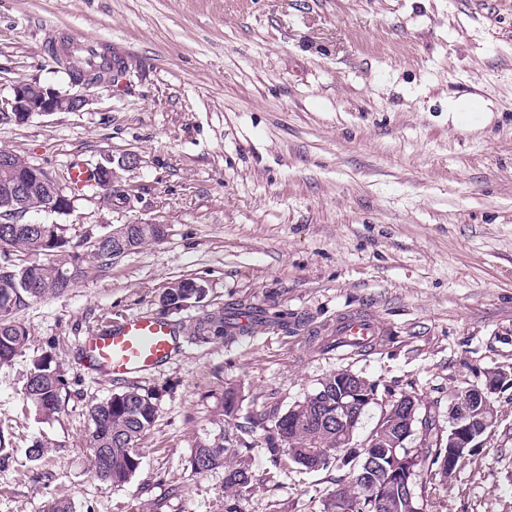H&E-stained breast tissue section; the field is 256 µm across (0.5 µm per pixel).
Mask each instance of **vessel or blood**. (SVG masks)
<instances>
[{"instance_id":"1","label":"vessel or blood","mask_w":512,"mask_h":512,"mask_svg":"<svg viewBox=\"0 0 512 512\" xmlns=\"http://www.w3.org/2000/svg\"><path fill=\"white\" fill-rule=\"evenodd\" d=\"M372 320L350 315L337 326L341 336L378 335ZM90 366L111 377L128 378L157 368L176 351L175 330L166 320L137 317L87 336L83 343Z\"/></svg>"}]
</instances>
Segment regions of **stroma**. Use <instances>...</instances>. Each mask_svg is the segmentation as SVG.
<instances>
[{
  "label": "stroma",
  "instance_id": "stroma-1",
  "mask_svg": "<svg viewBox=\"0 0 512 512\" xmlns=\"http://www.w3.org/2000/svg\"><path fill=\"white\" fill-rule=\"evenodd\" d=\"M107 40L129 72L91 88L79 112L0 126V149L53 176L70 164L135 155L140 200L110 209L83 196L62 224L72 242L132 222L166 225L112 268L17 314L22 356L0 365V512H224L223 470L196 472L194 448L218 432L227 387L243 413L286 411L331 372L378 388L363 442L391 395L415 396L440 428L455 391L512 372V0H0V96L18 81L66 91L50 45ZM482 104L478 127L449 102ZM207 286L171 314L177 349L117 380L84 364L86 336L153 317L170 283ZM240 302L268 324L189 342L195 319ZM287 313V322L278 314ZM374 319L372 348L340 352L343 317ZM67 382L55 420L24 395L33 360ZM158 395L142 463L114 487L90 471L89 409L128 386ZM499 425L455 476L426 487L425 512H512V389ZM38 439L53 447L28 455ZM242 512H321L349 473L273 468L260 452Z\"/></svg>",
  "mask_w": 512,
  "mask_h": 512
}]
</instances>
